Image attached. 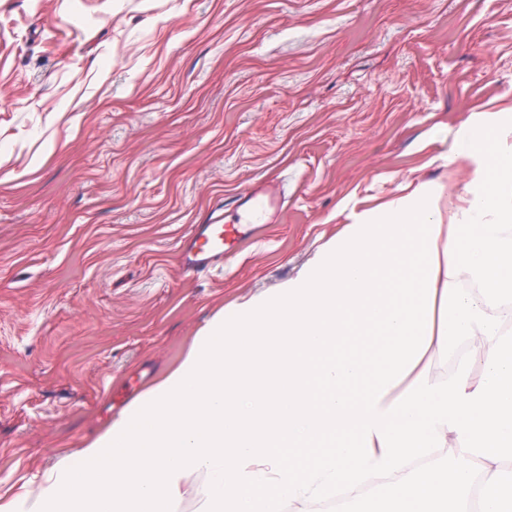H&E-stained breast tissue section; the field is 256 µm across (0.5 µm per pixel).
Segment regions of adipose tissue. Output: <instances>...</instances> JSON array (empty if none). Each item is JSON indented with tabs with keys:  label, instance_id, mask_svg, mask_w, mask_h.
I'll list each match as a JSON object with an SVG mask.
<instances>
[{
	"label": "adipose tissue",
	"instance_id": "1",
	"mask_svg": "<svg viewBox=\"0 0 512 512\" xmlns=\"http://www.w3.org/2000/svg\"><path fill=\"white\" fill-rule=\"evenodd\" d=\"M454 157L473 178L452 223L432 182L355 215L0 512H176L198 475V512L334 495L362 512H512V115L474 121Z\"/></svg>",
	"mask_w": 512,
	"mask_h": 512
}]
</instances>
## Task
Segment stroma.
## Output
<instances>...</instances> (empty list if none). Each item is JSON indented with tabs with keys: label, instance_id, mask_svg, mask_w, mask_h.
I'll use <instances>...</instances> for the list:
<instances>
[{
	"label": "stroma",
	"instance_id": "1",
	"mask_svg": "<svg viewBox=\"0 0 512 512\" xmlns=\"http://www.w3.org/2000/svg\"><path fill=\"white\" fill-rule=\"evenodd\" d=\"M512 114V0H0V493L414 180L453 218L460 130ZM285 196L220 271L177 246Z\"/></svg>",
	"mask_w": 512,
	"mask_h": 512
}]
</instances>
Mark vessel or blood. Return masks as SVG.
I'll return each mask as SVG.
<instances>
[{
    "mask_svg": "<svg viewBox=\"0 0 512 512\" xmlns=\"http://www.w3.org/2000/svg\"><path fill=\"white\" fill-rule=\"evenodd\" d=\"M284 202L279 185H264L240 199L232 219L210 216L206 223L193 225L182 240L179 254L184 272L200 274L223 267L225 259L252 238L259 225L269 223L274 210Z\"/></svg>",
    "mask_w": 512,
    "mask_h": 512,
    "instance_id": "1",
    "label": "vessel or blood"
}]
</instances>
